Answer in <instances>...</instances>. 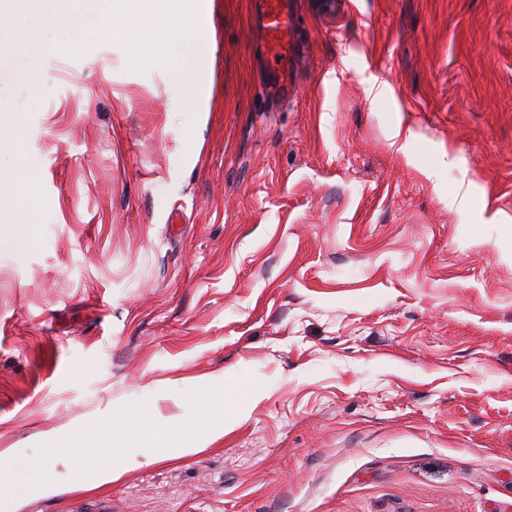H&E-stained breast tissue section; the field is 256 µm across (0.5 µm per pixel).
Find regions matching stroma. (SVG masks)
<instances>
[{
	"label": "stroma",
	"mask_w": 512,
	"mask_h": 512,
	"mask_svg": "<svg viewBox=\"0 0 512 512\" xmlns=\"http://www.w3.org/2000/svg\"><path fill=\"white\" fill-rule=\"evenodd\" d=\"M66 9L0 30V449L231 375L112 512H512V0H301L288 99L213 0L193 105ZM46 8L37 14L26 16L19 27V40L17 44H24L33 36L42 35L49 30L60 29L64 26V14L60 4L56 1H45Z\"/></svg>",
	"instance_id": "stroma-1"
}]
</instances>
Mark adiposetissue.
Returning <instances> with one entry per match:
<instances>
[{"instance_id": "ef3b65f1", "label": "adipose tissue", "mask_w": 512, "mask_h": 512, "mask_svg": "<svg viewBox=\"0 0 512 512\" xmlns=\"http://www.w3.org/2000/svg\"><path fill=\"white\" fill-rule=\"evenodd\" d=\"M99 23H111L112 37L129 43L137 63L178 59L189 99L206 96L208 88L198 78L202 63L213 53L215 38L209 26L208 0H187L186 7H170V0H100ZM64 15L56 0L22 22L0 14V28L18 26L20 41L62 28Z\"/></svg>"}]
</instances>
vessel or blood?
I'll return each mask as SVG.
<instances>
[{
    "label": "vessel or blood",
    "instance_id": "b4317fda",
    "mask_svg": "<svg viewBox=\"0 0 512 512\" xmlns=\"http://www.w3.org/2000/svg\"><path fill=\"white\" fill-rule=\"evenodd\" d=\"M265 51L274 65L268 79L281 96L293 95L295 86L288 66V52L297 33L298 16L293 0H260Z\"/></svg>",
    "mask_w": 512,
    "mask_h": 512
}]
</instances>
